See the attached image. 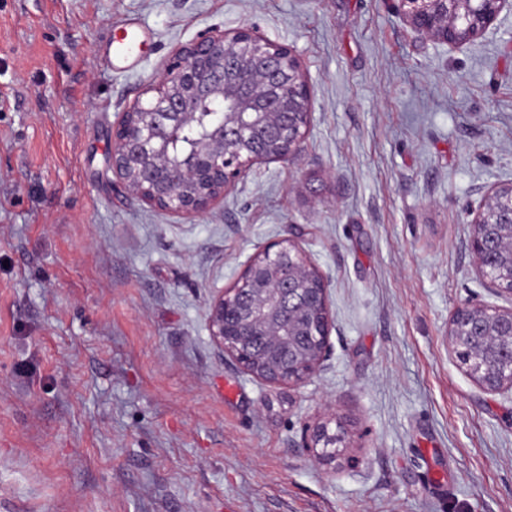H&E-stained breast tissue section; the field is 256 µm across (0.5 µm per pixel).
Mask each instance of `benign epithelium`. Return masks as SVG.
Here are the masks:
<instances>
[{"instance_id": "7a95c632", "label": "benign epithelium", "mask_w": 512, "mask_h": 512, "mask_svg": "<svg viewBox=\"0 0 512 512\" xmlns=\"http://www.w3.org/2000/svg\"><path fill=\"white\" fill-rule=\"evenodd\" d=\"M395 2L416 32L458 46L484 34L512 0ZM148 92L113 126L109 165L129 194L186 217L224 201L252 168L297 156L312 118V85L299 57L251 27L180 47ZM471 215L468 248L479 273L512 295V182L491 185ZM207 325L214 345L247 374L301 386L319 372L333 328L328 282L297 240L282 238L213 295ZM448 342L484 390L512 389V309L458 307ZM334 421L327 412L303 442L323 465L340 456Z\"/></svg>"}]
</instances>
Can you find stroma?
Here are the masks:
<instances>
[{
    "instance_id": "obj_1",
    "label": "stroma",
    "mask_w": 512,
    "mask_h": 512,
    "mask_svg": "<svg viewBox=\"0 0 512 512\" xmlns=\"http://www.w3.org/2000/svg\"><path fill=\"white\" fill-rule=\"evenodd\" d=\"M134 18L127 68L99 51ZM314 90L304 148L185 218L128 194L112 128L172 53L240 26ZM512 181V10L462 46L392 0H0V512H512V391L448 347L466 303L512 308L469 212ZM329 283L320 372L270 385L206 310L267 244ZM333 407L340 464L302 443Z\"/></svg>"
}]
</instances>
